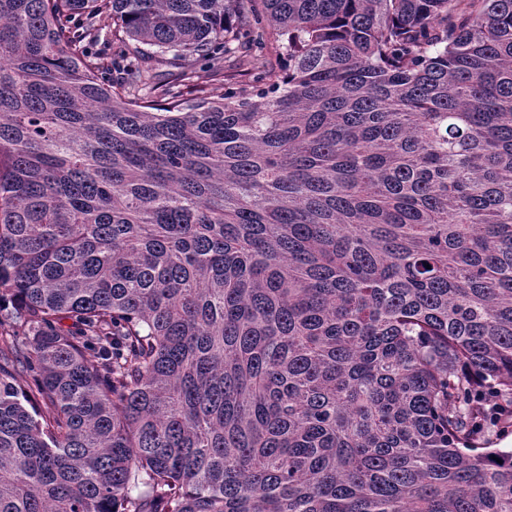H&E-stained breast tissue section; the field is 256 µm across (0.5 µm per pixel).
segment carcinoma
Wrapping results in <instances>:
<instances>
[{
    "label": "carcinoma",
    "mask_w": 512,
    "mask_h": 512,
    "mask_svg": "<svg viewBox=\"0 0 512 512\" xmlns=\"http://www.w3.org/2000/svg\"><path fill=\"white\" fill-rule=\"evenodd\" d=\"M497 403L512 0H0V512H512Z\"/></svg>",
    "instance_id": "cac0c4a2"
}]
</instances>
